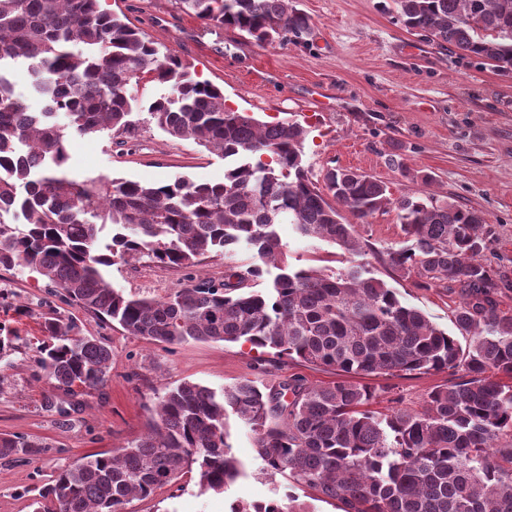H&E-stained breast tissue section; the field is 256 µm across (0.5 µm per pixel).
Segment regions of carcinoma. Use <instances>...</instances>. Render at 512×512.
I'll use <instances>...</instances> for the list:
<instances>
[{
    "label": "carcinoma",
    "instance_id": "obj_1",
    "mask_svg": "<svg viewBox=\"0 0 512 512\" xmlns=\"http://www.w3.org/2000/svg\"><path fill=\"white\" fill-rule=\"evenodd\" d=\"M410 32L512 75V0H393ZM205 24L246 34L260 46L302 37L308 17L290 0H175ZM28 63L33 112L4 66ZM168 83L171 96L144 102L138 87ZM148 112L174 139L224 156V180L164 184L78 181L64 170L71 132L119 137L130 116ZM305 130L261 122L226 105L224 91L199 80L160 43L100 0H0V215L19 213L25 229L0 221V266L24 265L62 289L61 300L117 323L128 335L177 345L189 339L250 343L278 356L334 370L341 379L308 386L299 378L257 386L250 379L220 389L184 381L157 393L158 422L110 453L89 454L57 469L38 488L33 512H124L182 474L196 471L201 491L224 492L242 474L229 419L253 435L262 470L305 485L344 512H512V315L501 298L512 284L484 264L485 215L429 193L392 197L382 181L329 168L323 186L309 176ZM396 212L403 245L388 265L415 275L420 288L451 283L463 299L464 348L362 263L331 274L292 269L276 231L359 252L355 225ZM111 226L110 242L101 233ZM244 245L280 270L271 286L252 288L233 271L217 286L199 281L165 298L129 297L103 269L149 258L190 267ZM38 364L52 389L41 408L67 426L82 397L104 385L112 349L80 334L57 313L44 318ZM14 338L0 336V369L11 367ZM446 372L420 411L372 408L377 395L361 376ZM48 444L0 435V459L37 456ZM230 512H309L275 487L266 501L238 499Z\"/></svg>",
    "mask_w": 512,
    "mask_h": 512
}]
</instances>
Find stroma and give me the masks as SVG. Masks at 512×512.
I'll return each mask as SVG.
<instances>
[{
    "mask_svg": "<svg viewBox=\"0 0 512 512\" xmlns=\"http://www.w3.org/2000/svg\"><path fill=\"white\" fill-rule=\"evenodd\" d=\"M308 16L310 30L281 45L259 46L237 30L202 24L173 0H101L107 10L162 43L196 77L220 87L229 105L261 121L302 125L304 159L313 179L330 167L352 168L386 183L397 198L431 192L482 211L491 233L482 259L512 279V76L438 47L396 21L391 0H292ZM135 126L123 139L105 130L93 137L70 134L67 167L79 179L122 178L164 183L178 177L202 183L224 178V160L190 140H174L147 113L133 114ZM431 184H424L423 175ZM286 259L296 268L339 271L350 254L320 240L298 238L289 224L277 227ZM366 250L358 256L399 299L423 310L448 334H456L459 289L420 288L386 263L400 246L395 212L377 213L355 224ZM247 270L252 254L238 248L232 260L202 257L174 270L148 259L106 267L112 288L127 295L164 298L201 279L220 284L227 263ZM61 290L24 266L0 268V329L20 338L13 365L0 380V434L38 438L48 447L39 456L0 460V512H31L29 490L49 482L61 466L86 454L108 452L146 434L155 421V390L192 381L214 389L249 377L272 385L299 377L304 383L336 381L334 371L277 357L250 343L188 341L156 344L125 333L79 307L61 302ZM72 319L87 336L112 350L106 384L88 391L70 427L41 409L49 391L37 364L50 312ZM447 373L370 378L375 407L421 409ZM235 455L246 478L226 492L200 493L187 473L152 498L133 500L125 512H230L239 498L262 501L281 475L260 473L252 435L232 420Z\"/></svg>",
    "mask_w": 512,
    "mask_h": 512,
    "instance_id": "stroma-1",
    "label": "stroma"
}]
</instances>
